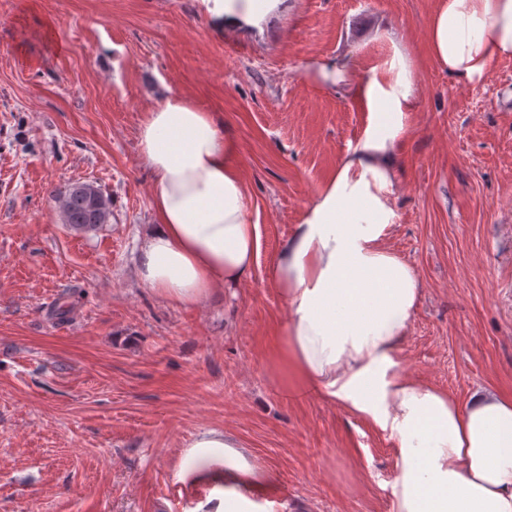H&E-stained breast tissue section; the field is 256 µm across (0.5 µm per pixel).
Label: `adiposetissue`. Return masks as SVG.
Wrapping results in <instances>:
<instances>
[{"mask_svg":"<svg viewBox=\"0 0 512 512\" xmlns=\"http://www.w3.org/2000/svg\"><path fill=\"white\" fill-rule=\"evenodd\" d=\"M285 0H201L210 19L257 28ZM433 64L469 84L512 59V0H435L426 20ZM411 56L386 71L317 57L306 75L348 84L367 123L310 199L267 267L288 315L270 364L298 390L370 420L395 445L394 512H512V395L475 391L466 404L399 371L421 296L414 268L386 245L398 219L401 147L419 106ZM138 151L149 169L153 222L137 275L144 287L196 306L243 283L261 250L235 141L212 113L168 91L146 113ZM185 456L212 482L214 512H266L252 491L269 475L224 431L200 434Z\"/></svg>","mask_w":512,"mask_h":512,"instance_id":"1","label":"adipose tissue"}]
</instances>
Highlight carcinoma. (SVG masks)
Here are the masks:
<instances>
[{
  "mask_svg": "<svg viewBox=\"0 0 512 512\" xmlns=\"http://www.w3.org/2000/svg\"><path fill=\"white\" fill-rule=\"evenodd\" d=\"M64 223L76 231L93 230L110 222L111 200L92 182L72 184L59 199Z\"/></svg>",
  "mask_w": 512,
  "mask_h": 512,
  "instance_id": "1",
  "label": "carcinoma"
}]
</instances>
